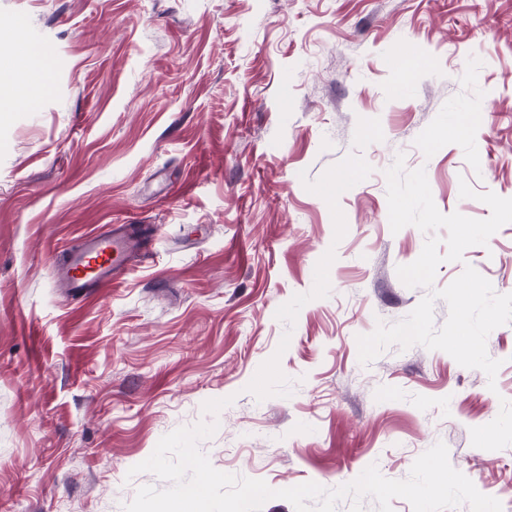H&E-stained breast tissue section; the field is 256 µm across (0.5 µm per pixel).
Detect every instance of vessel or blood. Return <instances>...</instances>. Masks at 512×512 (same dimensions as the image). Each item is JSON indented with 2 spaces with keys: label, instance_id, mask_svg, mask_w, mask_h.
Instances as JSON below:
<instances>
[{
  "label": "vessel or blood",
  "instance_id": "1",
  "mask_svg": "<svg viewBox=\"0 0 512 512\" xmlns=\"http://www.w3.org/2000/svg\"><path fill=\"white\" fill-rule=\"evenodd\" d=\"M143 239L136 227L120 225L85 237L83 248L71 256L65 270L70 288L83 293L115 283L128 255L140 249Z\"/></svg>",
  "mask_w": 512,
  "mask_h": 512
}]
</instances>
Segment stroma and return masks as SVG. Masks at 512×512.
Wrapping results in <instances>:
<instances>
[{"label": "stroma", "mask_w": 512, "mask_h": 512, "mask_svg": "<svg viewBox=\"0 0 512 512\" xmlns=\"http://www.w3.org/2000/svg\"><path fill=\"white\" fill-rule=\"evenodd\" d=\"M0 29L2 61L56 50L39 106L0 112V512H123L168 486L128 470L214 419L213 467L275 490L403 480L442 442L512 512V446L470 438L512 400V323L492 380L357 345L425 294L396 273L426 239L390 228L396 156L441 213L489 217L463 179L512 198V0H0ZM107 224L147 251L74 293L60 270ZM468 265L512 293V223L435 288Z\"/></svg>", "instance_id": "35a3bbf8"}]
</instances>
